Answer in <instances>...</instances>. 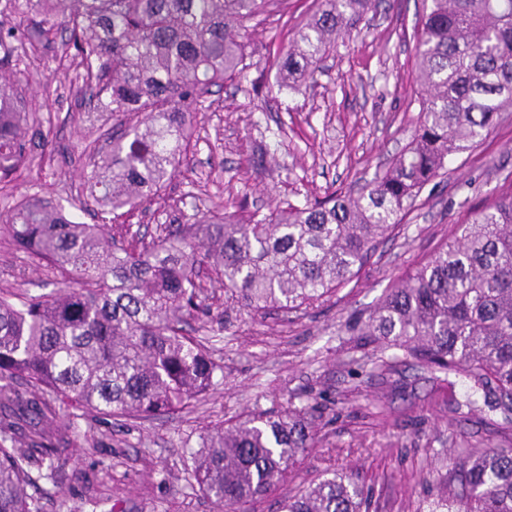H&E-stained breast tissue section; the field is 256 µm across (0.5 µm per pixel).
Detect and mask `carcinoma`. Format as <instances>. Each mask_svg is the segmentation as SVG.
Instances as JSON below:
<instances>
[{
    "instance_id": "obj_1",
    "label": "carcinoma",
    "mask_w": 512,
    "mask_h": 512,
    "mask_svg": "<svg viewBox=\"0 0 512 512\" xmlns=\"http://www.w3.org/2000/svg\"><path fill=\"white\" fill-rule=\"evenodd\" d=\"M282 0H0V231L56 287L0 289V512H43L33 471L72 430L71 411L149 420L191 408L224 378L186 326L212 305L283 317L359 277L399 216L452 156L512 112V0H430L416 55L426 95L406 149L355 192L267 214L241 198L154 232L122 220L166 198L212 88L246 69L249 33ZM282 57L277 86L315 82L336 41L386 0H317ZM53 49L74 67L77 120L114 123L85 143L68 206L18 190L45 150L52 112L28 105L30 67ZM89 213L84 224L74 212ZM375 351L463 373L512 424V193L474 211L440 248L345 325ZM318 407L247 413L205 426L185 458L222 512H251L318 442ZM335 471L284 496L279 512H369ZM431 512H512V448L465 449Z\"/></svg>"
}]
</instances>
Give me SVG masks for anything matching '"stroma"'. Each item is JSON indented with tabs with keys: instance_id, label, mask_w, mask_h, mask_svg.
I'll use <instances>...</instances> for the list:
<instances>
[{
	"instance_id": "35a3bbf8",
	"label": "stroma",
	"mask_w": 512,
	"mask_h": 512,
	"mask_svg": "<svg viewBox=\"0 0 512 512\" xmlns=\"http://www.w3.org/2000/svg\"><path fill=\"white\" fill-rule=\"evenodd\" d=\"M424 8L423 0H390L338 40L316 85L278 90L277 64L315 10L314 0H283L254 28L246 74L226 81L199 112L190 151L168 186L170 202L220 192L226 207L244 197L267 213L358 188L382 172L410 141L425 94L416 57ZM34 66L29 100L52 111L54 129L32 176L36 189L56 199L83 176L79 155L89 129L68 118L78 103L54 52ZM262 153L267 164L259 167ZM509 192L512 112L420 191L358 280L329 301L288 322L220 303L191 321L224 379L190 412L138 422L77 414L75 441L58 445L57 483L35 481L44 512H111L116 504L124 512H217L183 469L202 427L309 403L321 409L318 442L275 494L254 503L255 512H276L278 497L329 469L371 487L375 512H429L459 450L485 440L500 415L483 404L470 411L463 375L447 382L409 363L376 368L371 347L356 346L344 325L355 311L372 309L474 210ZM48 279L0 235V289L36 295Z\"/></svg>"
}]
</instances>
